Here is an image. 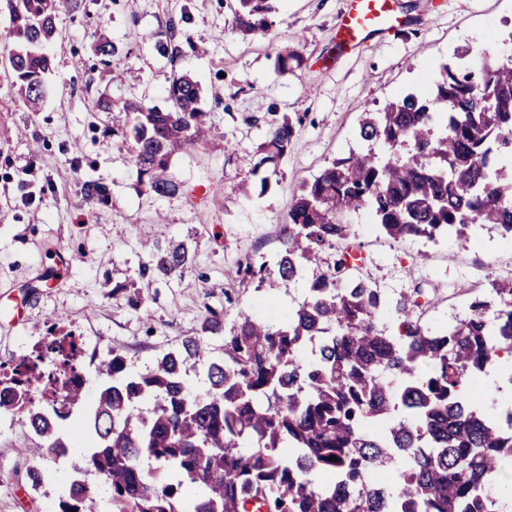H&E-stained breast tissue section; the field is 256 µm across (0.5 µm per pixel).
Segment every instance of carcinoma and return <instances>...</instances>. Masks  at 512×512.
<instances>
[{"instance_id": "cac0c4a2", "label": "carcinoma", "mask_w": 512, "mask_h": 512, "mask_svg": "<svg viewBox=\"0 0 512 512\" xmlns=\"http://www.w3.org/2000/svg\"><path fill=\"white\" fill-rule=\"evenodd\" d=\"M82 0H5L19 97L43 101L47 46L60 12ZM271 0H234L244 34L268 28ZM198 81L183 75L166 105L125 101L112 132L130 136L140 182L158 197L182 185L174 154L205 143ZM293 125L270 124L254 169L277 165ZM512 63L442 65L428 96L407 93L362 118L356 147L294 195L274 266L247 257L236 276L276 288L304 279L306 295L281 324L241 312L213 354L199 336L134 372L117 350L96 367L93 404L67 372L84 370L79 337L51 336L0 381V414L21 416L37 458L65 457L64 424L84 414L82 472L106 487L110 512H503L512 506V408L493 415L464 394L467 379L512 355V280L491 283L466 317L433 328L409 298L353 274L350 213L394 241L463 236L490 226L512 239ZM82 201H107L88 180ZM141 275L184 273L182 245L147 248ZM399 321L389 332L383 320ZM208 389L195 394L190 372ZM336 460L331 461L329 457ZM154 467L147 470L143 459ZM99 512L97 489L73 480L57 512Z\"/></svg>"}]
</instances>
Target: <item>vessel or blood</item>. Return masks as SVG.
I'll list each match as a JSON object with an SVG mask.
<instances>
[{
    "label": "vessel or blood",
    "instance_id": "1",
    "mask_svg": "<svg viewBox=\"0 0 512 512\" xmlns=\"http://www.w3.org/2000/svg\"><path fill=\"white\" fill-rule=\"evenodd\" d=\"M401 24L391 0H351V8L338 23L339 48L360 44L370 33L390 31Z\"/></svg>",
    "mask_w": 512,
    "mask_h": 512
}]
</instances>
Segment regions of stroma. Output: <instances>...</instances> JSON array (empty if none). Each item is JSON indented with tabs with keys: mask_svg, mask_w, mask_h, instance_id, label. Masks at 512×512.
Returning a JSON list of instances; mask_svg holds the SVG:
<instances>
[{
	"mask_svg": "<svg viewBox=\"0 0 512 512\" xmlns=\"http://www.w3.org/2000/svg\"><path fill=\"white\" fill-rule=\"evenodd\" d=\"M231 0H83L60 14L50 48L53 72L40 111L13 101L14 42L0 13V375L41 349L47 327L87 337L89 354L119 350L135 371L152 366L189 336L212 352L239 312L287 320L306 288L297 280L271 290L231 277L244 256L273 259L292 197L355 147L364 112L415 89L429 91L443 64L467 50L473 69L512 54V0H393L408 24L370 34L337 52V22L349 0H276L268 31L237 30ZM186 33L177 55H163L169 21ZM109 40L110 65L94 48ZM292 53L287 67L277 57ZM201 87L213 136L204 148L174 155L170 173L183 193L160 198L137 183L131 143L110 133L102 101L163 104L174 75ZM294 124L292 147L276 168L253 175L225 141L256 152L270 119ZM80 152H73V144ZM108 189L88 207L83 181ZM364 277L392 295L418 298L433 325L462 318L469 296L512 277V242L473 227L433 244L393 242L369 217L349 219ZM184 243L192 264L182 275L140 286L143 243ZM67 264L48 271L59 256ZM217 312L222 329L208 317ZM37 437L21 419L0 414V512H56L80 464L79 449L43 461L48 478L31 489L27 472Z\"/></svg>",
	"mask_w": 512,
	"mask_h": 512,
	"instance_id": "35a3bbf8",
	"label": "stroma"
}]
</instances>
